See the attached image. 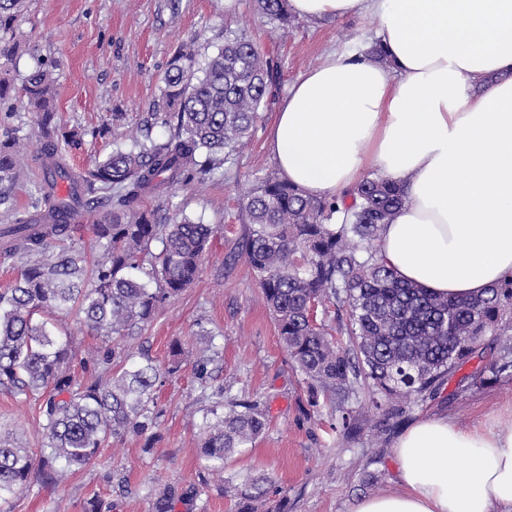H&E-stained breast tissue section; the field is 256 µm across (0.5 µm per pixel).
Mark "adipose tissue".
Listing matches in <instances>:
<instances>
[{"label":"adipose tissue","instance_id":"adipose-tissue-1","mask_svg":"<svg viewBox=\"0 0 512 512\" xmlns=\"http://www.w3.org/2000/svg\"><path fill=\"white\" fill-rule=\"evenodd\" d=\"M300 17L373 18L378 61L336 52L284 95L268 146L282 179L329 197L378 174L405 201L378 241L405 281L478 297L512 277V0H290ZM396 439L397 488L351 512H512V410Z\"/></svg>","mask_w":512,"mask_h":512}]
</instances>
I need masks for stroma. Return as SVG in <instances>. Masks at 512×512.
Listing matches in <instances>:
<instances>
[{
  "label": "stroma",
  "mask_w": 512,
  "mask_h": 512,
  "mask_svg": "<svg viewBox=\"0 0 512 512\" xmlns=\"http://www.w3.org/2000/svg\"><path fill=\"white\" fill-rule=\"evenodd\" d=\"M224 2L27 0L15 24L21 49L8 63L9 77L18 87L38 62H57L60 119L85 132L82 147L69 154L81 170L104 158L113 145L164 136V128L145 121L162 99L164 73L182 42L196 40L200 54L207 56L223 45L226 34L245 33L274 58L279 73L254 138L216 175L195 180L168 204L170 213L203 219L219 230L195 283L129 341L161 366L169 362L172 343L185 350L180 371L156 394L163 411L161 441L146 453L142 438L108 440L94 464L70 472L56 486L32 481L0 512H82L93 494L110 503L112 512H149L154 495L169 486L195 487L194 512H237L238 500L225 492L223 476L242 480L258 471L270 474L287 495L288 512H351L357 499L395 489L393 447L401 428L429 415L475 426L512 406V381L460 393L452 380L436 399L408 404L398 427L387 431L381 414L368 405L358 413L360 433L348 440L329 433L330 407H321L317 421L304 417L306 385L285 356L258 283L239 254L240 202L256 178L275 170L267 134L276 102L328 53L363 40L374 22L359 16L318 22L299 18L279 27L255 14L252 0H236L231 12ZM12 134L30 147L39 145L34 115L18 95L10 111L0 112V138ZM208 346L220 357L204 384L192 364ZM218 385L225 397L259 398L268 410L264 435L229 459L220 477L203 471L198 457L205 397ZM0 437L39 452L37 405L0 392Z\"/></svg>",
  "instance_id": "35a3bbf8"
}]
</instances>
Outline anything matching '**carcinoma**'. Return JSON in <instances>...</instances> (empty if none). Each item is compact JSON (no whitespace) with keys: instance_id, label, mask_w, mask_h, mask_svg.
Segmentation results:
<instances>
[{"instance_id":"obj_1","label":"carcinoma","mask_w":512,"mask_h":512,"mask_svg":"<svg viewBox=\"0 0 512 512\" xmlns=\"http://www.w3.org/2000/svg\"><path fill=\"white\" fill-rule=\"evenodd\" d=\"M25 6L26 0H0V59L17 47L13 29ZM254 7L271 22L294 19L288 0H254ZM198 55L195 41L182 44L164 75L162 106L151 116L168 127L167 138L119 146L78 175L60 164L61 147L78 146L81 133L57 122L54 63H38L23 79L40 132L28 165L41 178L23 209L10 206L0 191L8 223L0 231V263L20 267L0 291V389L39 403L43 448L36 459L29 449L0 441V505L27 488L36 471L43 484L55 485L65 471L92 464L111 437H142L146 453L161 439L155 395L180 370L182 347L172 346L162 370L108 342L151 322L195 281L216 227L163 217L143 202L169 200L175 187L213 175L251 141L275 79L271 60L245 34L225 37L202 66ZM18 143L17 136L0 141V186L23 166ZM62 179L75 186L70 199L54 193ZM403 202L401 187L380 176L317 198L268 174L241 203L242 254L282 348L307 381L312 412L331 407L336 416L329 430L345 439L359 431L349 400L361 392L389 427L403 413L398 398H431L473 361L465 379L476 388L512 380V279L463 298L437 296L398 278L379 257L377 241ZM69 205L79 214L102 212L91 225L100 251L90 262L74 246L50 247L75 240L83 229L56 219ZM329 304L348 313L335 335L317 320V308L326 316ZM45 312L74 313L107 341L83 359V376L69 371L75 338L35 319ZM114 364L120 366L115 376ZM212 395L216 401L200 425L199 459L205 471L222 473L225 460L265 433L268 419L257 400L226 403L221 386ZM272 486L263 473L240 483L230 477L225 491L238 498L240 512H254L253 503ZM195 496L192 488L167 487L150 512H176Z\"/></svg>"}]
</instances>
